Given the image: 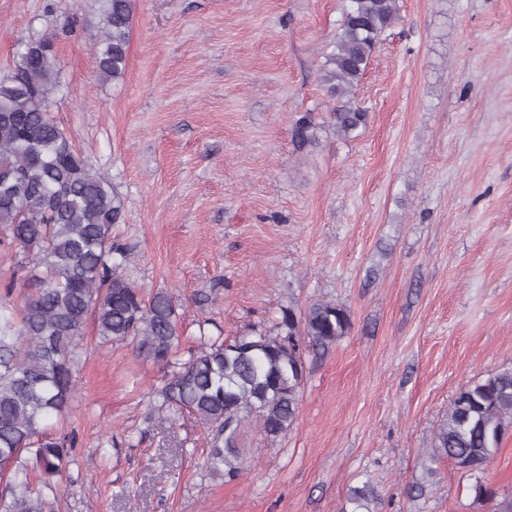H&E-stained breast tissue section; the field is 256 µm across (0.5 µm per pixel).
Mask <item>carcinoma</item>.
<instances>
[{
	"label": "carcinoma",
	"mask_w": 512,
	"mask_h": 512,
	"mask_svg": "<svg viewBox=\"0 0 512 512\" xmlns=\"http://www.w3.org/2000/svg\"><path fill=\"white\" fill-rule=\"evenodd\" d=\"M103 2L98 76L121 78L133 28V0ZM399 20L398 0H349L322 82L337 98L336 132L349 136L367 112L349 101L374 54L381 33ZM60 84L53 39L27 43L15 72L0 79V173L19 184L0 189V226L24 257L44 267L24 302L0 297V512H52V503L29 484L14 485L8 469L27 452L45 476L44 487L67 488L68 439L55 438L46 422L64 413L76 393L73 366L88 320L99 342H137L138 353L168 367L183 331L172 296H145L112 240L123 205L112 183L93 172L51 112ZM321 124L306 112L291 139L304 151L319 142ZM276 335L251 331L231 340L202 335L197 349L177 364L162 391V404L187 412L208 431L207 460L214 472L235 480L242 472L243 428L254 418L265 438L286 436L299 408L303 353L325 351L351 329L347 309L317 301L298 315L281 309ZM512 424V368L462 389L431 438L433 457H446L472 474L482 472ZM368 485L347 499L372 512Z\"/></svg>",
	"instance_id": "carcinoma-1"
}]
</instances>
